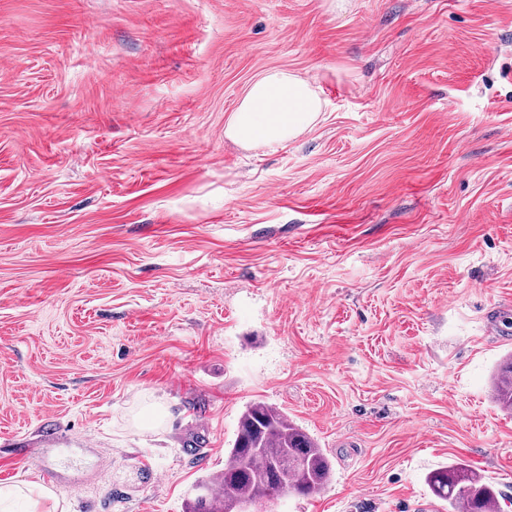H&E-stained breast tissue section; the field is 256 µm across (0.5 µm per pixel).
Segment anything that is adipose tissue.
Listing matches in <instances>:
<instances>
[{
    "label": "adipose tissue",
    "mask_w": 512,
    "mask_h": 512,
    "mask_svg": "<svg viewBox=\"0 0 512 512\" xmlns=\"http://www.w3.org/2000/svg\"><path fill=\"white\" fill-rule=\"evenodd\" d=\"M322 110L321 99L306 79L274 69L251 84L227 133L241 143L284 142L310 126Z\"/></svg>",
    "instance_id": "1"
}]
</instances>
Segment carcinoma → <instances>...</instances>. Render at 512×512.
<instances>
[{"label":"carcinoma","mask_w":512,"mask_h":512,"mask_svg":"<svg viewBox=\"0 0 512 512\" xmlns=\"http://www.w3.org/2000/svg\"><path fill=\"white\" fill-rule=\"evenodd\" d=\"M494 399L512 411L511 357L496 372ZM331 475V462L319 443L278 408L257 401L240 417L224 469L201 483L207 491L204 506L190 512H244L259 498L314 495ZM427 482L433 495L448 504L447 512H499L505 498L496 484L462 463L432 471Z\"/></svg>","instance_id":"cac0c4a2"}]
</instances>
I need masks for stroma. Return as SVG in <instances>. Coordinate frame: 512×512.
<instances>
[{"label": "stroma", "instance_id": "35a3bbf8", "mask_svg": "<svg viewBox=\"0 0 512 512\" xmlns=\"http://www.w3.org/2000/svg\"><path fill=\"white\" fill-rule=\"evenodd\" d=\"M272 69L323 111L233 141ZM510 354L512 0H0L13 512H186L255 401L333 466L266 512H512ZM494 399L505 411H512V358L499 366L494 377ZM427 482L433 495L448 504V512L500 511L505 498L496 484L462 463L432 471Z\"/></svg>", "mask_w": 512, "mask_h": 512}]
</instances>
